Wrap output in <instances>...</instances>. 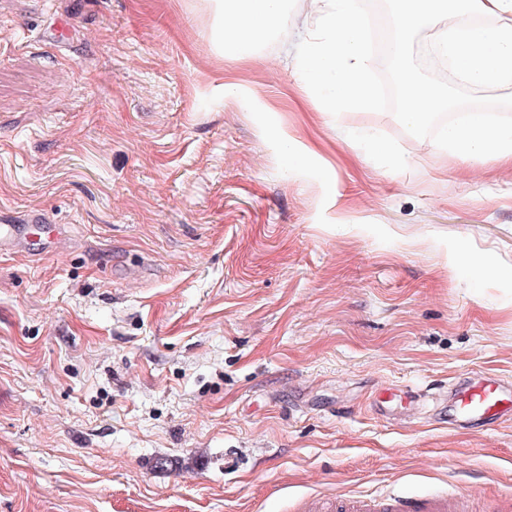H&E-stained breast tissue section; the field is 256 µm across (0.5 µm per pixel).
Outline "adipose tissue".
I'll list each match as a JSON object with an SVG mask.
<instances>
[{"mask_svg": "<svg viewBox=\"0 0 512 512\" xmlns=\"http://www.w3.org/2000/svg\"><path fill=\"white\" fill-rule=\"evenodd\" d=\"M288 0H219L225 53L245 60L274 33Z\"/></svg>", "mask_w": 512, "mask_h": 512, "instance_id": "1", "label": "adipose tissue"}]
</instances>
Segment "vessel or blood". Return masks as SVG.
Segmentation results:
<instances>
[{"label":"vessel or blood","instance_id":"b4317fda","mask_svg":"<svg viewBox=\"0 0 512 512\" xmlns=\"http://www.w3.org/2000/svg\"><path fill=\"white\" fill-rule=\"evenodd\" d=\"M62 229L40 210L0 220V252L17 249L22 243L51 248ZM449 400L457 426L497 423L512 417V383L498 377H462L452 386ZM463 491L408 498L398 495H361L353 499L321 501L304 498L298 512H462Z\"/></svg>","mask_w":512,"mask_h":512}]
</instances>
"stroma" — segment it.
Listing matches in <instances>:
<instances>
[{
  "instance_id": "1",
  "label": "stroma",
  "mask_w": 512,
  "mask_h": 512,
  "mask_svg": "<svg viewBox=\"0 0 512 512\" xmlns=\"http://www.w3.org/2000/svg\"><path fill=\"white\" fill-rule=\"evenodd\" d=\"M310 28L289 0L243 63L213 0H0V210L64 227L0 254V512L459 487L512 512V420L447 403L467 373L512 381V168L314 108ZM281 127L318 147L301 171Z\"/></svg>"
}]
</instances>
